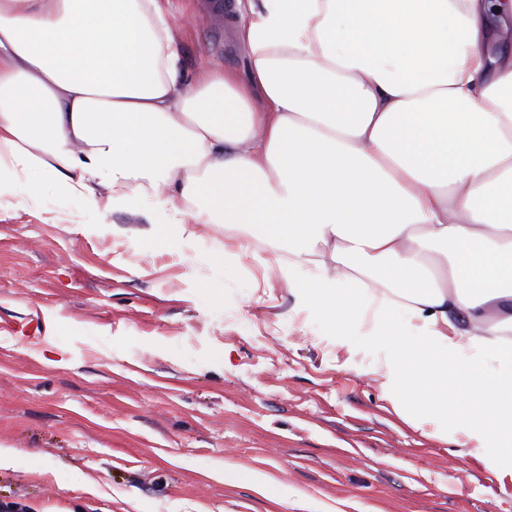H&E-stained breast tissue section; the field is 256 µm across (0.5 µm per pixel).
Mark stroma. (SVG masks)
I'll return each mask as SVG.
<instances>
[{
	"label": "stroma",
	"mask_w": 512,
	"mask_h": 512,
	"mask_svg": "<svg viewBox=\"0 0 512 512\" xmlns=\"http://www.w3.org/2000/svg\"><path fill=\"white\" fill-rule=\"evenodd\" d=\"M180 67L248 71L232 17L171 0ZM45 190L0 200V501L29 512H512V471L381 389L383 352L343 347L241 251ZM125 234L113 236V227ZM226 254L215 261L212 248ZM60 322L46 331L44 311ZM267 476L255 486L250 475Z\"/></svg>",
	"instance_id": "35a3bbf8"
}]
</instances>
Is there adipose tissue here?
<instances>
[{"mask_svg":"<svg viewBox=\"0 0 512 512\" xmlns=\"http://www.w3.org/2000/svg\"><path fill=\"white\" fill-rule=\"evenodd\" d=\"M235 9L247 78L184 83L164 0H0V199L252 228L410 424L512 464V0Z\"/></svg>","mask_w":512,"mask_h":512,"instance_id":"adipose-tissue-1","label":"adipose tissue"}]
</instances>
